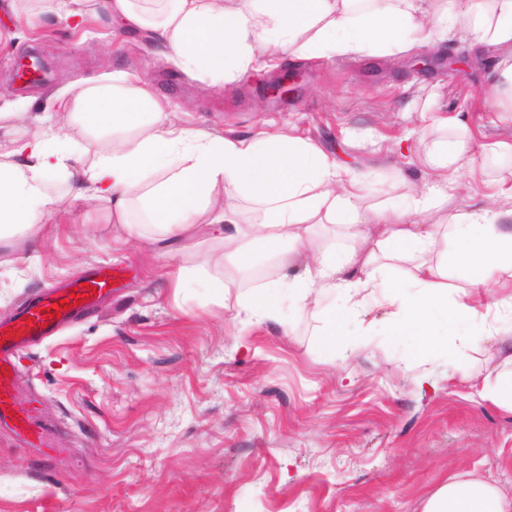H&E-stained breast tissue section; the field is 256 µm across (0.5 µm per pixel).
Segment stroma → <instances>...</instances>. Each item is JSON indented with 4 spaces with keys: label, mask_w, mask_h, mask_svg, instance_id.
I'll return each mask as SVG.
<instances>
[{
    "label": "stroma",
    "mask_w": 512,
    "mask_h": 512,
    "mask_svg": "<svg viewBox=\"0 0 512 512\" xmlns=\"http://www.w3.org/2000/svg\"><path fill=\"white\" fill-rule=\"evenodd\" d=\"M34 49L52 66L49 82L12 85L18 58ZM433 52L422 44L387 57L274 60L215 93L105 12L76 28L46 11L0 19V85L12 87L0 113L33 100L50 109L56 90L75 93L125 71L151 83L177 126L309 139L363 175L368 209L430 178L427 157L441 136L430 118L439 110L465 120L468 162L447 210L422 222H445L491 195L511 208L512 157L490 146L512 141V112L485 103L487 66L409 68ZM286 68L304 75L291 101L253 95V83ZM404 137L412 156L390 150ZM46 222L38 250L18 240L0 251V322L44 289L102 266L124 274L65 330L18 352L16 390L32 429L0 424V512H422L454 475L488 479L512 496V410L477 392L512 371L511 336H498L494 350L423 356L415 337L390 335L376 293L367 298L371 344L335 351L289 289L269 295L279 320L251 326L238 312L258 283L230 280L224 267L204 266L225 283L223 297L195 280L173 294L168 271L203 266L212 240L159 258L102 209L77 203ZM464 367L472 385L452 380ZM40 428L50 444L34 439Z\"/></svg>",
    "instance_id": "obj_1"
}]
</instances>
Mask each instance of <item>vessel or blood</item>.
<instances>
[{
    "label": "vessel or blood",
    "mask_w": 512,
    "mask_h": 512,
    "mask_svg": "<svg viewBox=\"0 0 512 512\" xmlns=\"http://www.w3.org/2000/svg\"><path fill=\"white\" fill-rule=\"evenodd\" d=\"M108 288L106 275L98 273L88 278L87 286L78 287L81 301L62 311L55 318H47L46 312L54 302L69 298L67 288H55L42 293L38 299L26 304L9 326H0V421H12L16 428L29 429L31 417L15 394V356L27 343L51 336L73 317L92 307Z\"/></svg>",
    "instance_id": "1"
}]
</instances>
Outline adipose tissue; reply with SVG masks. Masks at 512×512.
Listing matches in <instances>:
<instances>
[{
    "label": "adipose tissue",
    "mask_w": 512,
    "mask_h": 512,
    "mask_svg": "<svg viewBox=\"0 0 512 512\" xmlns=\"http://www.w3.org/2000/svg\"><path fill=\"white\" fill-rule=\"evenodd\" d=\"M108 11L118 25L141 32L148 46L184 75L209 78L213 88L247 72L263 54L283 58L384 56L413 45L437 43L455 32L469 37L495 74L487 88L496 108H512V0H479L457 13L447 0H60L72 24L91 10ZM54 119L38 118L34 133L0 161V246L25 234L40 247L43 221L70 201L104 205L113 223L155 245L158 255L188 250L192 232L205 225L217 250L205 263L253 260L254 247L280 270L267 289L294 290L301 308L315 313L322 295L342 304L326 318L328 342L342 340L346 319L362 318L366 295L394 288L392 335L417 337L420 352L454 340L459 329L482 320L485 338L512 323V208L486 203L451 214L443 224L410 217L444 208V189L469 149L465 122L441 119L450 136L439 142L431 181L409 185L403 203L387 202L365 215L362 180L318 146L298 136L262 133L225 137L172 124L167 103L148 83L119 74L87 85L79 94L52 97ZM163 180L145 183L147 174ZM69 182L57 195L52 180ZM236 205H227V198ZM140 203L144 223L130 222ZM257 220L241 223V209ZM341 226L351 244L337 249L323 232ZM302 272L288 278L291 260ZM464 273L450 290L448 269ZM405 269L402 282L383 278ZM506 296L488 302V285ZM423 512H512V497L494 484L449 477Z\"/></svg>",
    "instance_id": "ef3b65f1"
}]
</instances>
